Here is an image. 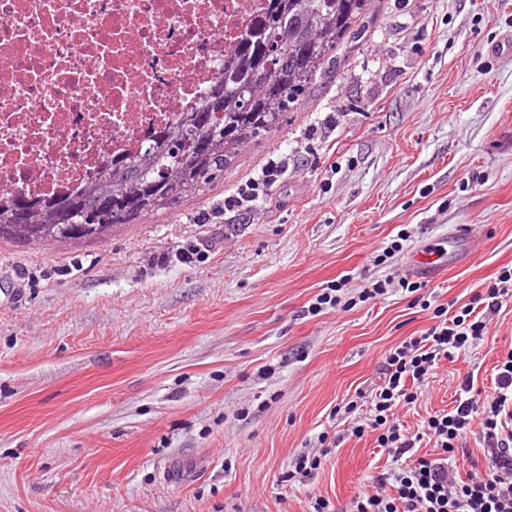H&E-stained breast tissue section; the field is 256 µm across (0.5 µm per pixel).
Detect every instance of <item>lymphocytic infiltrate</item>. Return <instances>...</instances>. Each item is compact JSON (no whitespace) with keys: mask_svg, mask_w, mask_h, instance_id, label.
<instances>
[{"mask_svg":"<svg viewBox=\"0 0 512 512\" xmlns=\"http://www.w3.org/2000/svg\"><path fill=\"white\" fill-rule=\"evenodd\" d=\"M511 300L512 268H506L458 311L434 308L433 324L389 353L370 423L352 427L351 433L375 432L376 446L398 466L377 476L372 491L354 499L349 512H512V351L500 361L489 394L476 390L469 375L454 406L430 414L417 431L404 428L395 415L397 407L418 401L431 369L481 341L491 327L490 315ZM476 419L481 422L477 432L472 429ZM471 433L477 434L488 464L463 473L456 456ZM424 440L432 442L433 456H414Z\"/></svg>","mask_w":512,"mask_h":512,"instance_id":"obj_1","label":"lymphocytic infiltrate"}]
</instances>
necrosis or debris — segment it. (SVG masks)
<instances>
[{"label": "necrosis or debris", "mask_w": 512, "mask_h": 512, "mask_svg": "<svg viewBox=\"0 0 512 512\" xmlns=\"http://www.w3.org/2000/svg\"><path fill=\"white\" fill-rule=\"evenodd\" d=\"M265 0H0V194L85 185L218 77Z\"/></svg>", "instance_id": "obj_1"}]
</instances>
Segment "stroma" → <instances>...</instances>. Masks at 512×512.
<instances>
[{
  "label": "stroma",
  "mask_w": 512,
  "mask_h": 512,
  "mask_svg": "<svg viewBox=\"0 0 512 512\" xmlns=\"http://www.w3.org/2000/svg\"><path fill=\"white\" fill-rule=\"evenodd\" d=\"M281 158L250 210L225 209ZM460 224L475 251L419 294L364 299ZM511 266L512 0H371L301 107L205 191L100 241L0 242V512L347 507L393 462L346 407L431 326L417 295L461 305ZM338 280L341 304L313 312ZM511 349L512 302L399 408L406 428L466 375L491 388Z\"/></svg>",
  "instance_id": "obj_1"
}]
</instances>
